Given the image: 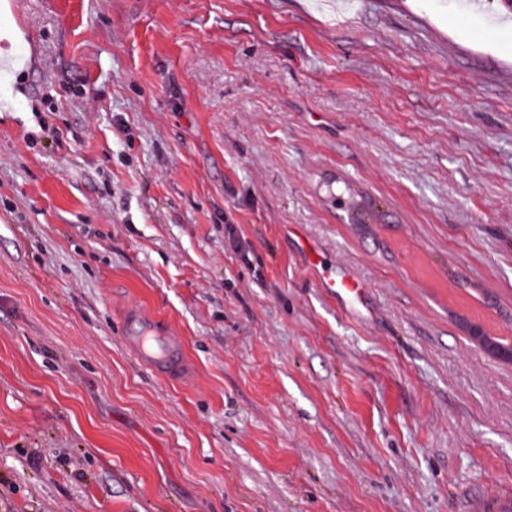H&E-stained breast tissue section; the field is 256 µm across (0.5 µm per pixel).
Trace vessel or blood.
<instances>
[{
    "label": "vessel or blood",
    "mask_w": 512,
    "mask_h": 512,
    "mask_svg": "<svg viewBox=\"0 0 512 512\" xmlns=\"http://www.w3.org/2000/svg\"><path fill=\"white\" fill-rule=\"evenodd\" d=\"M318 285L343 306L364 302L369 291L365 280L345 267L326 272ZM122 340L143 365L165 379L180 382L192 377L194 367L187 356L182 336L161 319L132 307L121 322ZM470 512H512V490L493 491L473 500Z\"/></svg>",
    "instance_id": "b4317fda"
}]
</instances>
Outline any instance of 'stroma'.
<instances>
[{"mask_svg": "<svg viewBox=\"0 0 512 512\" xmlns=\"http://www.w3.org/2000/svg\"><path fill=\"white\" fill-rule=\"evenodd\" d=\"M5 32L0 512H465L512 488V363L448 307L462 284L512 326L503 0H0ZM339 265L367 313L319 288ZM131 305L183 336L189 382L124 348Z\"/></svg>", "mask_w": 512, "mask_h": 512, "instance_id": "stroma-1", "label": "stroma"}]
</instances>
